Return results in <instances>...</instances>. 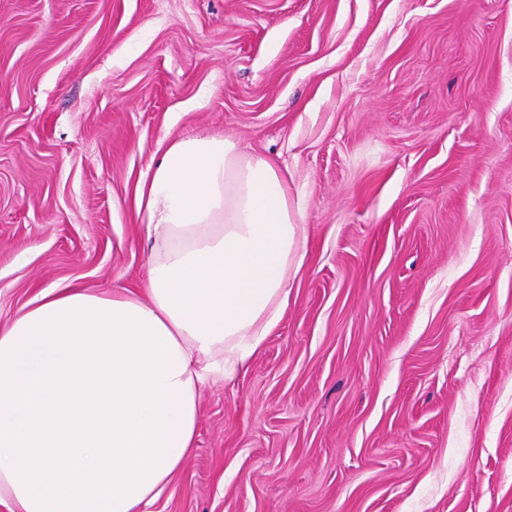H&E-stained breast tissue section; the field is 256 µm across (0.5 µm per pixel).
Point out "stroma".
<instances>
[{
  "instance_id": "35a3bbf8",
  "label": "stroma",
  "mask_w": 512,
  "mask_h": 512,
  "mask_svg": "<svg viewBox=\"0 0 512 512\" xmlns=\"http://www.w3.org/2000/svg\"><path fill=\"white\" fill-rule=\"evenodd\" d=\"M207 135L304 258L149 512H512V0H0V327L138 287L136 185Z\"/></svg>"
}]
</instances>
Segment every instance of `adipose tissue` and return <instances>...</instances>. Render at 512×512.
Instances as JSON below:
<instances>
[{"label": "adipose tissue", "mask_w": 512, "mask_h": 512, "mask_svg": "<svg viewBox=\"0 0 512 512\" xmlns=\"http://www.w3.org/2000/svg\"><path fill=\"white\" fill-rule=\"evenodd\" d=\"M288 180L223 136L182 138L137 190L140 287L47 288L0 328L11 512H146L196 443L202 389L247 368L288 302Z\"/></svg>", "instance_id": "ef3b65f1"}]
</instances>
